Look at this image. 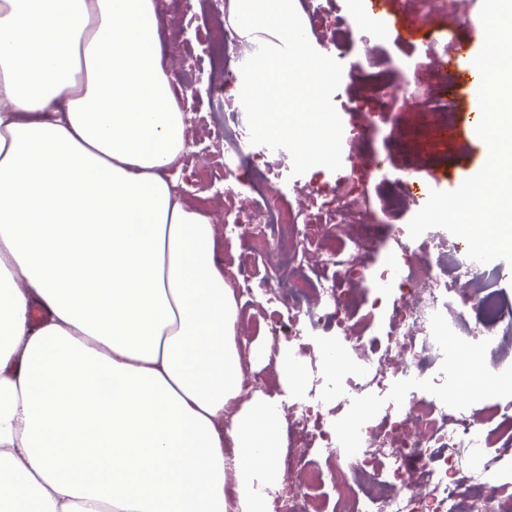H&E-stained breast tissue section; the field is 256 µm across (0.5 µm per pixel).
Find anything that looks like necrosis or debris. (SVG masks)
<instances>
[{"mask_svg": "<svg viewBox=\"0 0 512 512\" xmlns=\"http://www.w3.org/2000/svg\"><path fill=\"white\" fill-rule=\"evenodd\" d=\"M255 49L232 29H219L209 66L222 69L225 81H234L235 66ZM222 115L224 159H240L248 151L243 140L246 116L230 100L224 101ZM277 156L275 170L259 171L251 187L254 201L235 205L231 222L234 232L247 235L280 275L259 292L247 279L237 289L260 296L266 304L288 306L291 335L307 336L335 324L342 348L358 371L348 376L330 373L325 352H318L320 368L313 371L306 391L282 402L280 414L291 432V450L275 512H321L312 497L313 488L324 479L310 458L316 448L336 459V512H499L500 499L512 493V466L484 451L478 423L464 410L449 407L446 393L435 395L425 406L408 393L382 415L361 419L346 439L323 401L328 390L341 403L380 394L395 380L408 391L428 367L450 359L457 367L469 366L470 356L453 352L458 339L445 327L448 308L455 305L462 312H474L475 327L483 332L512 334L498 294L489 291L471 298V274L479 264L457 243L436 245L457 271L455 278L444 280L401 230L393 236L397 263L369 271L367 257L376 242L364 198L353 192L350 178H343L330 192L294 183L290 193L295 201L290 204L282 190L289 156L282 150ZM272 227L277 230V246L271 250L266 231ZM300 248L306 254L304 263L334 266L336 276L315 281L305 275L302 263L296 261ZM368 274L382 287L393 279L398 282L392 303L379 296L371 302L376 309L391 307L389 329L374 337L358 334L347 314L350 295ZM346 441L351 444L347 451L342 448ZM463 477L483 483L485 493L476 499L462 498ZM358 480L366 486L356 498L351 484Z\"/></svg>", "mask_w": 512, "mask_h": 512, "instance_id": "1", "label": "necrosis or debris"}]
</instances>
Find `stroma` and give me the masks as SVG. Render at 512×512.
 Segmentation results:
<instances>
[{"mask_svg":"<svg viewBox=\"0 0 512 512\" xmlns=\"http://www.w3.org/2000/svg\"><path fill=\"white\" fill-rule=\"evenodd\" d=\"M346 19L352 30L351 39L336 46H328L324 30L307 26V37L314 48L328 49L331 56L343 66V76L333 96L334 105L342 119L344 133L354 135V142L346 144L347 155L342 170H350L353 160L369 158L376 161L392 183L412 180H430L433 189H456L466 176L477 173L488 158L484 143L473 140L467 127L469 111L468 90L464 84H452L454 75L466 71L470 63L463 60L454 66L442 63L448 48L449 32L464 29L473 19L476 5L469 0H455L458 7L455 18L433 15L429 0H393L390 13L370 11L367 0H297L300 13L310 16L314 3ZM398 15L402 22L426 21V32L400 38L390 17ZM214 17L212 0H183L179 9L162 6L158 12L160 37L166 50H177L187 70L185 81L195 82L201 96L194 109L203 115V122L186 127L187 148L198 171L192 185L183 192L192 205L209 210L215 224L224 222V199L218 190L229 187L241 190L249 177L250 167L262 164L261 155H251L247 165L224 172L222 123L212 117L218 104L210 93L214 84L223 82V70H212L207 60V30ZM419 74L421 82L438 86V93L416 97L401 92L399 84L404 67ZM388 69L392 72V85L380 91L372 88L369 76L373 71ZM449 120L456 126L455 138L445 140L437 136V123ZM366 205L373 219V232L378 240L377 249L368 258L369 267L388 264L391 252L388 244L394 227L407 226L412 211L398 216L388 215L383 198L388 191L377 175L364 178ZM222 261L235 264L239 274L261 281L266 268L255 258L246 239L239 236L221 240ZM288 310L281 307L256 313L248 342L257 350L268 352L271 363L258 366L256 375L264 384L266 393H283L273 365L274 358L286 354L289 359L309 363L319 349L321 339L315 337L296 341L267 339L268 327L274 321H287ZM458 333L472 340L482 350V364L486 375L512 379V335L505 333L492 342L473 337L470 328L458 326ZM451 404L464 408L489 433L490 450L512 455V416L506 409L512 405V388L495 396L478 392L466 395L452 393Z\"/></svg>","mask_w":512,"mask_h":512,"instance_id":"obj_1","label":"stroma"}]
</instances>
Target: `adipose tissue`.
<instances>
[{
  "instance_id": "1",
  "label": "adipose tissue",
  "mask_w": 512,
  "mask_h": 512,
  "mask_svg": "<svg viewBox=\"0 0 512 512\" xmlns=\"http://www.w3.org/2000/svg\"><path fill=\"white\" fill-rule=\"evenodd\" d=\"M183 112L154 0H0V512H270Z\"/></svg>"
}]
</instances>
